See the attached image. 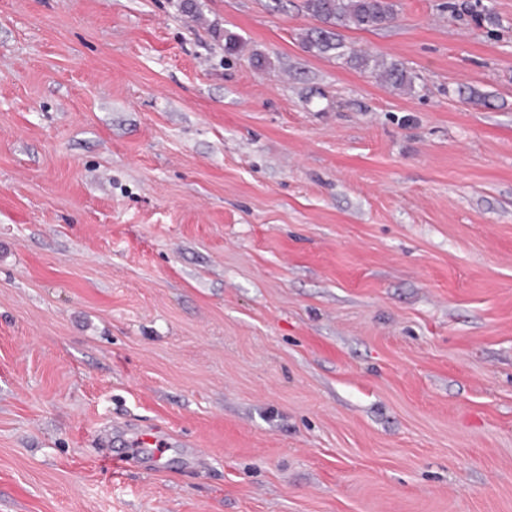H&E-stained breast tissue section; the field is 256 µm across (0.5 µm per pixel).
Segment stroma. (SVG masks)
<instances>
[{
	"label": "stroma",
	"instance_id": "35a3bbf8",
	"mask_svg": "<svg viewBox=\"0 0 512 512\" xmlns=\"http://www.w3.org/2000/svg\"><path fill=\"white\" fill-rule=\"evenodd\" d=\"M394 2L0 0V512H512V0ZM391 0H306L307 11L324 27L307 32L308 49L326 54L342 47L332 27L367 29L389 24L395 17ZM351 61H355L365 69H371L384 83L394 89H404L412 85V78L399 63L387 64L384 60H379L368 53L353 55Z\"/></svg>",
	"mask_w": 512,
	"mask_h": 512
}]
</instances>
